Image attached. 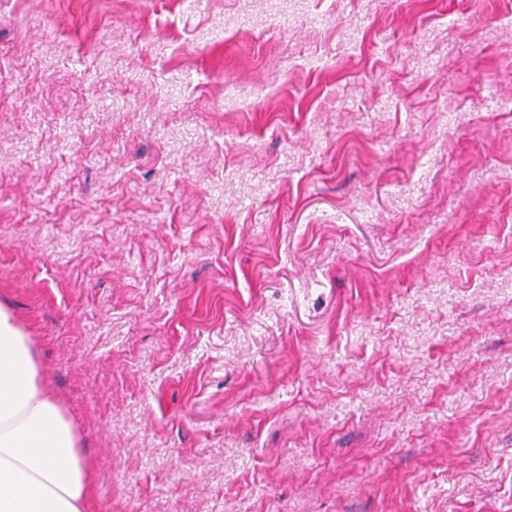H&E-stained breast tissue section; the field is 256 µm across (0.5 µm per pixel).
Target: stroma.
<instances>
[{"mask_svg":"<svg viewBox=\"0 0 512 512\" xmlns=\"http://www.w3.org/2000/svg\"><path fill=\"white\" fill-rule=\"evenodd\" d=\"M0 303L91 512H512V0H0Z\"/></svg>","mask_w":512,"mask_h":512,"instance_id":"35a3bbf8","label":"stroma"}]
</instances>
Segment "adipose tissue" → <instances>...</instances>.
<instances>
[{"instance_id":"ef3b65f1","label":"adipose tissue","mask_w":512,"mask_h":512,"mask_svg":"<svg viewBox=\"0 0 512 512\" xmlns=\"http://www.w3.org/2000/svg\"><path fill=\"white\" fill-rule=\"evenodd\" d=\"M91 483L79 432L0 306V512H87Z\"/></svg>"}]
</instances>
